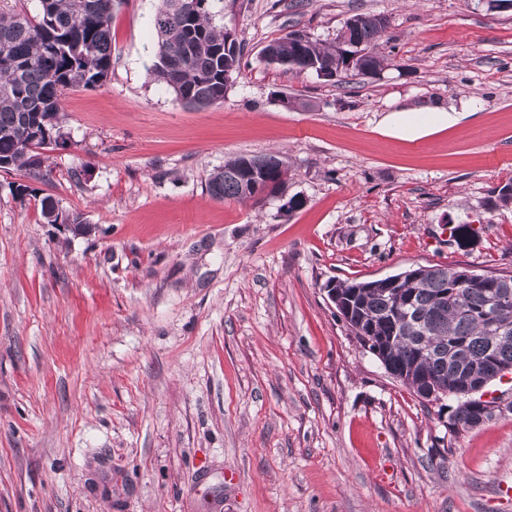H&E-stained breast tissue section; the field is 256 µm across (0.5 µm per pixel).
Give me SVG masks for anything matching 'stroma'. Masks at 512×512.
<instances>
[{"label":"stroma","mask_w":512,"mask_h":512,"mask_svg":"<svg viewBox=\"0 0 512 512\" xmlns=\"http://www.w3.org/2000/svg\"><path fill=\"white\" fill-rule=\"evenodd\" d=\"M160 6H115L111 78L63 96L36 199L0 172V512H512V413L448 433L456 399L394 379L325 291L512 272V9L210 0L243 60L198 107L150 74ZM355 14L387 21L379 77L262 57L295 29L335 43ZM437 108L462 118L415 139L386 124ZM272 151L280 193L210 195L225 161ZM47 195L96 234L61 245Z\"/></svg>","instance_id":"1"}]
</instances>
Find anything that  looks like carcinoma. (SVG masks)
Here are the masks:
<instances>
[{"label":"carcinoma","instance_id":"1","mask_svg":"<svg viewBox=\"0 0 512 512\" xmlns=\"http://www.w3.org/2000/svg\"><path fill=\"white\" fill-rule=\"evenodd\" d=\"M40 11L0 12V160L4 171H19L27 180L13 188L21 200L35 189L30 183L44 180L41 163L28 148L43 145L46 135L62 129L60 100L73 88L103 86L112 73L110 22L116 0H39ZM194 11L188 0H162L154 18L157 33L153 76L176 101L193 106L224 104V72L238 71L243 49L231 42L224 50V27L212 21L207 3ZM361 25L342 30L338 42L326 45L311 40L304 45L285 36L272 43L284 59L300 61L296 71L333 67L336 73L357 69L353 58L360 45L367 52L365 64L383 71L390 59L376 52L384 26L366 15H356ZM247 156L230 159L208 179L212 197L245 200L241 170ZM45 223L62 220L86 224L84 216L60 206L47 196L40 200ZM417 276L397 286L378 280L341 281L337 287L352 295L350 314L343 321L350 329L364 324L384 339L387 359L394 372L406 376V386L421 397L419 381L433 377L445 384L474 365L484 366L492 378L501 367L512 365V314L508 327L489 330L483 316L494 292L512 289V275L492 289L483 284L455 287L457 270L442 265L416 267ZM478 414L471 404L457 402L453 415L467 430Z\"/></svg>","mask_w":512,"mask_h":512}]
</instances>
